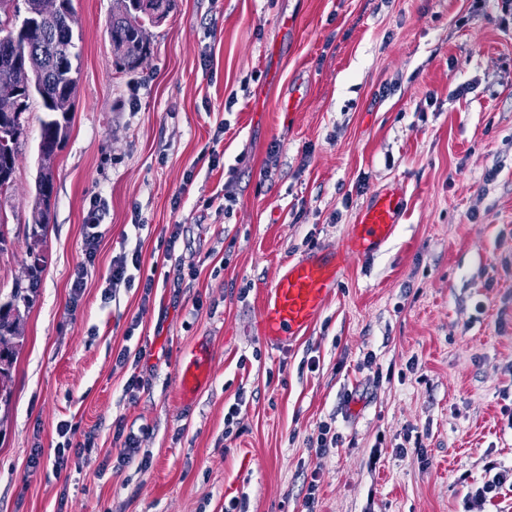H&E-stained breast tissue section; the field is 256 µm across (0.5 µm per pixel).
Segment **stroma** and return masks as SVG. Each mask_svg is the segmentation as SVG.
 <instances>
[{"label":"stroma","instance_id":"1","mask_svg":"<svg viewBox=\"0 0 512 512\" xmlns=\"http://www.w3.org/2000/svg\"><path fill=\"white\" fill-rule=\"evenodd\" d=\"M72 5L81 79L0 405V512H303L313 477L314 512H465L488 463L512 467V5L176 0L133 72L107 34L115 0ZM38 141L31 129L0 202L12 237L2 302L31 262ZM212 143L215 167L200 158ZM394 183L405 197L393 236L348 257L310 331L270 349L263 291L288 260L337 246ZM96 193L108 215L75 301ZM218 194L230 209L203 208ZM174 228L168 261L157 244ZM134 247L156 270L151 294L103 299L113 256ZM125 347L145 352L149 385L134 397L115 364ZM189 352L207 372L184 397ZM119 418L140 429L148 470L118 463ZM324 422L343 443L318 456L308 439ZM63 423L94 445L59 473ZM412 429L425 459L395 452Z\"/></svg>","mask_w":512,"mask_h":512}]
</instances>
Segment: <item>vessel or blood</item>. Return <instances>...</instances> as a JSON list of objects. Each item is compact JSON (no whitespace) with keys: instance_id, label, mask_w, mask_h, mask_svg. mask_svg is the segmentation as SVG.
Segmentation results:
<instances>
[{"instance_id":"vessel-or-blood-1","label":"vessel or blood","mask_w":512,"mask_h":512,"mask_svg":"<svg viewBox=\"0 0 512 512\" xmlns=\"http://www.w3.org/2000/svg\"><path fill=\"white\" fill-rule=\"evenodd\" d=\"M402 217V197L393 190L374 196L357 224L333 249L321 248L288 261L265 289L259 309L262 340L284 347L304 336L319 317L325 298L344 273L347 256L372 253Z\"/></svg>"}]
</instances>
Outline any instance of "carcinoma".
<instances>
[{"instance_id": "cac0c4a2", "label": "carcinoma", "mask_w": 512, "mask_h": 512, "mask_svg": "<svg viewBox=\"0 0 512 512\" xmlns=\"http://www.w3.org/2000/svg\"><path fill=\"white\" fill-rule=\"evenodd\" d=\"M153 23L152 14L132 6L124 13H115L109 22V37L117 50V65L134 71L150 55V42L143 39L146 23ZM18 41L23 55H0V82L14 81L22 67L36 66L37 87L23 90L26 105L23 112H0V197L8 194L16 173L24 135L16 133L17 122L29 127L31 102L40 104L41 145L53 152L62 149L69 132L73 99L80 81L81 51L79 36L70 26L68 13L62 12L50 21L32 17L10 28L0 27V43ZM52 197L36 185L34 209L37 218L28 225V253L31 258L28 278L13 284L10 299L0 304V398L10 396L12 368L16 362V346L22 332L16 322L23 320L22 309L30 308L45 263L44 246L51 213Z\"/></svg>"}]
</instances>
